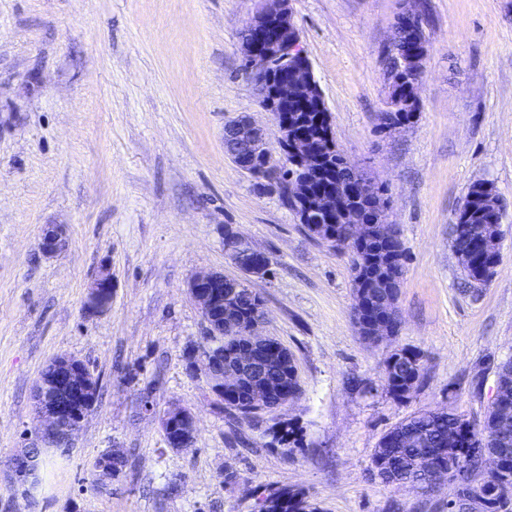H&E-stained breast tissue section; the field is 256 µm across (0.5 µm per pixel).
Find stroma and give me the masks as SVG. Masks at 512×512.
<instances>
[{"instance_id": "stroma-1", "label": "stroma", "mask_w": 512, "mask_h": 512, "mask_svg": "<svg viewBox=\"0 0 512 512\" xmlns=\"http://www.w3.org/2000/svg\"><path fill=\"white\" fill-rule=\"evenodd\" d=\"M402 3L291 0L336 147L384 187L401 229V327L370 344L352 317L353 253L311 237L276 185L257 186L224 153V126L242 115L278 137L243 70L261 0H0V512H255L257 492L284 488L319 512H448V486L384 484L372 457L418 412L481 424L512 356V0H430L419 111L390 131L382 57ZM477 181L501 200V260L474 288L452 227ZM49 224L64 229L52 256L39 247ZM228 225L271 261L249 287L302 385L296 403L254 421L188 369L204 328L189 282L236 275ZM104 266L112 302L93 314ZM400 348L425 367L405 397L383 373ZM62 354L85 362L100 396L68 447L44 449L25 495L9 464L39 444L33 388ZM171 405L197 415L192 448L166 446L158 413ZM283 423L301 428V447L272 443ZM112 448L128 464L92 489L91 463ZM112 302V272L101 267L89 286L87 307L93 313L104 312Z\"/></svg>"}]
</instances>
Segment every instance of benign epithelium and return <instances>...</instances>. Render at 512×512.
<instances>
[{"mask_svg": "<svg viewBox=\"0 0 512 512\" xmlns=\"http://www.w3.org/2000/svg\"><path fill=\"white\" fill-rule=\"evenodd\" d=\"M421 6L418 0H409L397 17L395 30L416 24ZM293 27L289 0H262L260 10L244 26L242 54L248 65L251 80L265 99L263 109L274 118L278 129L280 162H272L264 130L248 119H240L224 125V143L243 148V152L232 161L243 172L262 160L270 168L273 177L288 167V157L295 156L300 168L308 173H319L321 156L311 140L291 131V121L280 120L278 113L287 111L288 101L311 97L319 93V85L311 74L310 62L299 47L298 39L288 36ZM429 34L419 28L413 34V45L403 60L405 67L416 78H422L430 54ZM294 55L302 59L293 73L276 77L272 63ZM280 186L288 197V203L299 223L311 227L310 234L330 247L343 250L376 237L377 225L360 222L354 213L343 208L333 190L315 196L308 194L303 181L282 180ZM340 221L347 225L343 240L336 241V234L329 225ZM487 221L492 232L478 236L477 245L486 261L489 273H494L500 260L499 227L501 208L495 205L487 211ZM63 229L48 225L44 229L41 249L53 255L61 245ZM224 252L241 272L235 281L248 286L251 278H265L271 274L269 257L254 247L242 234L227 226L224 230ZM228 276L221 271L199 273L190 282L189 292L199 305L204 321L202 341L191 345L188 367L195 376L203 378L210 392L219 400L234 397L244 389L249 393L247 411L254 417L278 410L299 399L300 393L272 403L277 390L266 378L270 367L286 368L295 363L288 348L281 346L272 350L264 362L257 359L256 349L275 342V338L261 331L264 318L249 324L240 336L225 335V319L235 311L231 296L224 295V281ZM379 283L387 289L384 297L372 303L364 292L357 294V301L370 308L375 307L377 318L371 320L368 330L370 342L376 343L386 337L397 335L399 310L397 292L399 281L385 273L380 267ZM112 302V272L101 267L89 286L87 307L94 313L104 312ZM98 380L86 364L72 356H58L42 370L36 383L35 400L39 426L37 438L56 446H67L78 431L86 409L94 404ZM165 429L166 445L183 450L193 446L196 439V419L191 410L170 406L160 420ZM486 466V473L498 474L502 466L501 457L490 448L479 449ZM125 466L121 452L109 450L99 458L96 468L99 480H112ZM16 482L25 485L35 473V464L30 452L19 454L10 463Z\"/></svg>", "mask_w": 512, "mask_h": 512, "instance_id": "obj_1", "label": "benign epithelium"}]
</instances>
